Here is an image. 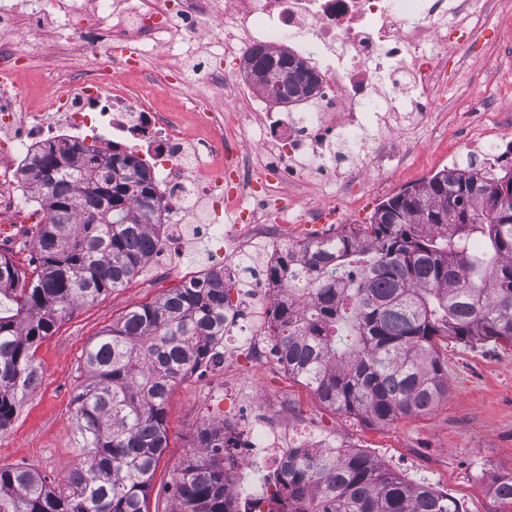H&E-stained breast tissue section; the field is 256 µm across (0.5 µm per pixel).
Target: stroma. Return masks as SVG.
I'll use <instances>...</instances> for the list:
<instances>
[{"label": "stroma", "instance_id": "obj_1", "mask_svg": "<svg viewBox=\"0 0 512 512\" xmlns=\"http://www.w3.org/2000/svg\"><path fill=\"white\" fill-rule=\"evenodd\" d=\"M481 24L480 53L468 64L470 83L449 80L435 94L432 119L397 132L400 158L379 186L351 208L336 200L333 189L313 188L308 205L335 204L345 224L363 225L383 201L405 187L429 179L448 164H473L466 140L449 133L448 127L474 121L495 136L512 115L507 109L512 103V0H491ZM170 263L174 271L167 275L147 264L125 287L80 306L39 343L35 356L41 382L21 403L9 428L0 432V467H26L57 483L78 461L73 397L81 382L85 347L127 310L181 287L182 270L206 269V241L172 250ZM437 351L447 370V394L426 411L383 425L333 412L277 365L258 370L245 384L235 383L227 366L188 375L166 406L168 446L152 481L149 512H177L171 485L175 471L200 432L223 427L224 401L238 395L271 405L289 400L299 408L296 436L341 439L405 480L448 494L465 512H500L489 484L492 478L512 475V348L466 346L443 338Z\"/></svg>", "mask_w": 512, "mask_h": 512}]
</instances>
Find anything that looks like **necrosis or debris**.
<instances>
[{"label": "necrosis or debris", "mask_w": 512, "mask_h": 512, "mask_svg": "<svg viewBox=\"0 0 512 512\" xmlns=\"http://www.w3.org/2000/svg\"><path fill=\"white\" fill-rule=\"evenodd\" d=\"M122 17L107 8L65 9L42 0L26 16L30 53L0 39V246L20 233L23 214L42 211L33 180L24 171L40 148L65 138L83 145L105 141L141 154L150 170L166 221L151 254L165 263L168 251L204 239L233 290L224 306V333L215 350L242 373L265 365L275 352L262 343L241 350L230 337L241 323L264 330L282 299L269 276L292 224H332L330 212L299 207L307 188L335 186L357 201L374 173L398 158L393 115L412 101L415 118L433 110L434 93L449 76L468 82L458 53L474 50L489 0H124ZM65 12L54 47L43 34ZM207 45L195 75L165 66L145 69L158 49ZM98 51L105 67L71 78L52 56ZM284 53L307 65L316 79L306 96L273 99L245 80L254 50ZM50 57V92L40 110L22 108L15 75L31 54ZM388 82V109L373 97ZM232 100L216 109L210 88ZM179 91L185 107L164 111L160 91ZM263 161H244L248 147ZM232 222H225V214ZM264 251H257V244ZM257 254L250 281L238 273L242 257ZM293 410L271 411L237 399L224 412L231 440L224 461V497L231 512H273L289 447ZM266 472L260 493L245 492L247 469Z\"/></svg>", "instance_id": "necrosis-or-debris-1"}]
</instances>
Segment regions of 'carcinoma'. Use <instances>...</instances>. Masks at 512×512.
Returning <instances> with one entry per match:
<instances>
[{"mask_svg":"<svg viewBox=\"0 0 512 512\" xmlns=\"http://www.w3.org/2000/svg\"><path fill=\"white\" fill-rule=\"evenodd\" d=\"M252 64L274 97L314 85L281 53ZM65 152L64 169L52 143L28 167L48 210L34 267L22 273L0 255V431L38 385L37 344L78 306L141 274L157 243L155 189L133 155L89 157L74 144ZM103 166L112 176L93 181ZM300 253L298 265L285 248L270 272L288 293L270 336L288 375L338 413L385 424L429 409L448 389L436 349L443 336L512 347V171L444 169L383 202L370 223ZM329 270L356 276L338 285ZM226 298L224 275L208 273L97 335L74 396L79 462L56 486L1 467L0 512H148L170 393L216 360ZM195 447L173 479L179 512H226L224 431L203 432ZM279 499L294 512H458L448 496L348 448L289 453Z\"/></svg>","mask_w":512,"mask_h":512,"instance_id":"carcinoma-1","label":"carcinoma"}]
</instances>
